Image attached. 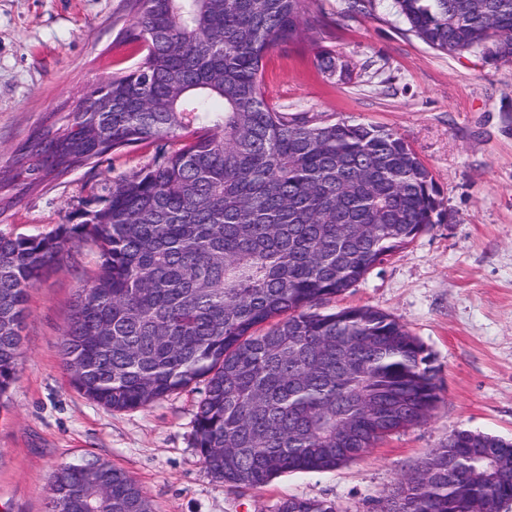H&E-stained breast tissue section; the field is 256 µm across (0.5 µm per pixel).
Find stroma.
Segmentation results:
<instances>
[{
  "label": "stroma",
  "mask_w": 512,
  "mask_h": 512,
  "mask_svg": "<svg viewBox=\"0 0 512 512\" xmlns=\"http://www.w3.org/2000/svg\"><path fill=\"white\" fill-rule=\"evenodd\" d=\"M306 6L316 29L264 60L268 102L313 120L395 130L432 171L453 215L323 307L366 305L398 319L436 374L440 400L432 416L337 469L229 489L194 446L202 385L122 412L71 385L60 341L73 298L97 263L94 247L78 243L29 291L17 379L0 397V512H46L53 471L95 460L127 471L153 512H274L290 496L332 501L341 512H377L452 430L512 440V62L430 49L407 32L392 0H376L368 14L349 13L347 0ZM132 23L128 0H0V169L96 80L140 62V47L125 38ZM320 46L351 60L356 84L322 75L314 58ZM154 155L145 143L107 155L16 204L1 191L0 232L50 233L102 195L108 180L144 168Z\"/></svg>",
  "instance_id": "1"
}]
</instances>
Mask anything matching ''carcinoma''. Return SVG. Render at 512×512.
I'll return each mask as SVG.
<instances>
[{
	"instance_id": "1",
	"label": "carcinoma",
	"mask_w": 512,
	"mask_h": 512,
	"mask_svg": "<svg viewBox=\"0 0 512 512\" xmlns=\"http://www.w3.org/2000/svg\"><path fill=\"white\" fill-rule=\"evenodd\" d=\"M132 70L96 81L15 153L0 189L143 142L144 169L45 235L0 232V397L16 380L28 291L75 242L98 250L61 338L65 371L113 411L202 380L194 443L210 474L257 488L285 472L334 470L424 423L439 401L429 356L391 315L317 308L441 224L431 171L395 131L312 123L275 109L262 60L301 35V0H132ZM408 32L447 54L512 61V0H393ZM321 73L357 72L319 46ZM112 93V111L91 112ZM353 435L336 448L345 424ZM470 431L400 479L380 512H500L512 502V442L475 458ZM152 512L141 486L106 462L56 470L48 512ZM275 512H338L288 497Z\"/></svg>"
}]
</instances>
